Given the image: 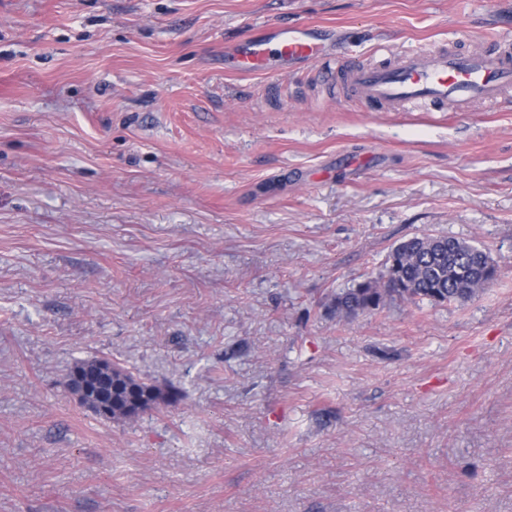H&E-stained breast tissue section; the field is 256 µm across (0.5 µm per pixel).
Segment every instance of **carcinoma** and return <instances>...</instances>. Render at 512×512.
Listing matches in <instances>:
<instances>
[{
    "mask_svg": "<svg viewBox=\"0 0 512 512\" xmlns=\"http://www.w3.org/2000/svg\"><path fill=\"white\" fill-rule=\"evenodd\" d=\"M497 271L491 256L469 242L453 237L426 235L400 242L388 256L385 273L336 294L334 310L345 318L379 309L395 297L429 299L435 303L467 301L490 283ZM79 371L91 379L103 377L112 392L102 399L109 405L108 418L135 419L153 408L172 406L179 391L134 376L107 359L75 362L67 374Z\"/></svg>",
    "mask_w": 512,
    "mask_h": 512,
    "instance_id": "carcinoma-1",
    "label": "carcinoma"
}]
</instances>
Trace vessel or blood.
Listing matches in <instances>:
<instances>
[{
    "label": "vessel or blood",
    "instance_id": "vessel-or-blood-1",
    "mask_svg": "<svg viewBox=\"0 0 512 512\" xmlns=\"http://www.w3.org/2000/svg\"><path fill=\"white\" fill-rule=\"evenodd\" d=\"M225 55L243 75L318 63L323 81L344 79L349 106L363 112H401L414 103L463 112L474 100L493 109L512 90V52L492 47L431 53L408 49L397 63L367 65L355 56L329 59L313 26L269 24L261 35L233 43Z\"/></svg>",
    "mask_w": 512,
    "mask_h": 512
}]
</instances>
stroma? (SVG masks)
<instances>
[{"instance_id":"1","label":"stroma","mask_w":512,"mask_h":512,"mask_svg":"<svg viewBox=\"0 0 512 512\" xmlns=\"http://www.w3.org/2000/svg\"><path fill=\"white\" fill-rule=\"evenodd\" d=\"M272 22L376 62L512 0H0V512H512V92L359 112L311 64L228 71ZM426 234L497 280L336 317ZM95 357L179 402L95 415Z\"/></svg>"}]
</instances>
